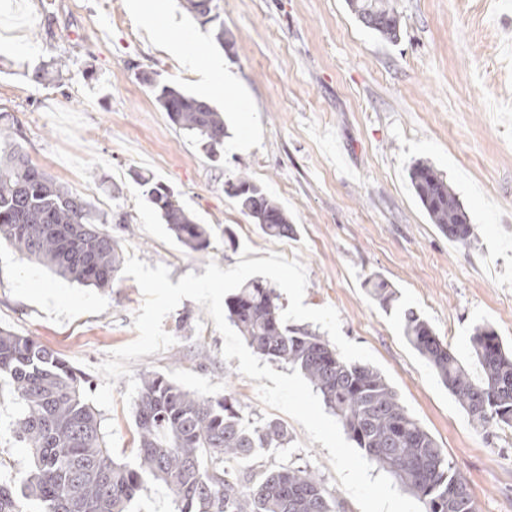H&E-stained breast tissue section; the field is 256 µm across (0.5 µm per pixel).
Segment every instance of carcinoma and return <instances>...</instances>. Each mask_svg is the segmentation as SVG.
I'll list each match as a JSON object with an SVG mask.
<instances>
[{"label": "carcinoma", "mask_w": 512, "mask_h": 512, "mask_svg": "<svg viewBox=\"0 0 512 512\" xmlns=\"http://www.w3.org/2000/svg\"><path fill=\"white\" fill-rule=\"evenodd\" d=\"M213 0H185L201 23ZM364 27L393 42L399 18L389 0H348ZM67 67L51 60L34 70L37 82L54 81ZM159 106L208 154L224 143V114L206 100L149 81ZM431 223L449 240L466 244L469 217L443 174L419 162L409 174ZM143 195L185 248L203 254L210 231L184 208L169 186L138 176ZM244 215L271 237L294 234L288 215L248 177L231 183ZM81 196L54 182L19 146L0 160V241L56 274L86 286L112 284L122 263L119 239ZM372 295L387 308L396 292L382 279ZM278 296L261 278L248 280L224 301L225 318L256 353L298 368L370 463L388 472L424 504L425 512H477L466 481L453 469L422 424L375 368L345 361L328 342L284 324ZM402 335L484 433L512 427V349L487 324L473 328L477 378L462 365L428 321L409 309ZM0 373L9 376L21 412L15 434L32 453V466L16 482H0V512H129L151 480L172 492L178 512H342L339 497L303 467L241 475L240 467L282 447L287 427L243 421L226 398H203L169 376L141 379L135 404V463L112 458L95 409L83 397L85 376L28 336L0 329Z\"/></svg>", "instance_id": "cac0c4a2"}]
</instances>
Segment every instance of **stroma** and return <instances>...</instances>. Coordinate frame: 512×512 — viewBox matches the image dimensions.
<instances>
[{
    "instance_id": "35a3bbf8",
    "label": "stroma",
    "mask_w": 512,
    "mask_h": 512,
    "mask_svg": "<svg viewBox=\"0 0 512 512\" xmlns=\"http://www.w3.org/2000/svg\"><path fill=\"white\" fill-rule=\"evenodd\" d=\"M401 19L397 42L365 28L346 0H213L235 43L226 55L210 26L169 0L183 32L181 53L168 32L146 33L130 0H10L0 9V127L59 185L86 199L113 226L122 252L164 265L171 283L203 275L208 262L235 266L244 246L299 260L307 273L305 305L333 306L343 335L371 350L395 378L402 405L444 449L469 483L479 512H512V429L477 432L397 321L404 306L450 343L471 375L475 325L493 326L512 344V0H390ZM222 58L250 107L212 98L227 135L212 158L175 126L140 73L201 95L183 60L199 49ZM68 59L60 82L23 74ZM447 178L474 226L468 244L448 241L421 208L409 179L415 162ZM171 187L210 228L206 254L184 248L146 202L135 175ZM247 176L296 226L273 238L252 224L226 181ZM122 194L113 197V186ZM386 279L398 292L382 308L366 282ZM143 301L133 278L116 274L104 289L57 276L0 242V328L28 336L69 360L90 382L97 365L133 342ZM176 342L129 361L131 378L114 385L100 414L114 460H134L129 379L169 375L205 398H230L243 420L288 428L284 447L253 470L288 465L314 471L337 493L344 512H360L342 493L328 451L302 425L265 407L255 380L224 360V339L204 307L186 299L163 322ZM11 381L0 376V482L29 467L13 422Z\"/></svg>"
}]
</instances>
